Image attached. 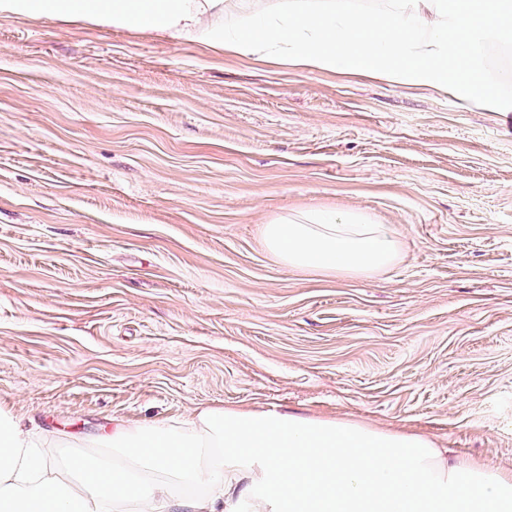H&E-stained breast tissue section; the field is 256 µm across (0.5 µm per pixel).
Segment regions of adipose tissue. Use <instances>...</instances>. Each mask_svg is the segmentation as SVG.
I'll use <instances>...</instances> for the list:
<instances>
[{
    "label": "adipose tissue",
    "mask_w": 512,
    "mask_h": 512,
    "mask_svg": "<svg viewBox=\"0 0 512 512\" xmlns=\"http://www.w3.org/2000/svg\"><path fill=\"white\" fill-rule=\"evenodd\" d=\"M0 14L67 16L172 39L190 38L302 70H340L433 86L464 103L500 107L480 49L507 0H391L386 21L336 0H0ZM267 251L313 274L373 275L400 245L390 227L309 213L265 225ZM102 445L122 464L84 453L65 465L40 455L0 406V503L10 512H512V477L451 457L419 434L273 411L196 408L176 425L126 422Z\"/></svg>",
    "instance_id": "1"
}]
</instances>
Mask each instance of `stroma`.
<instances>
[{
	"label": "stroma",
	"instance_id": "stroma-1",
	"mask_svg": "<svg viewBox=\"0 0 512 512\" xmlns=\"http://www.w3.org/2000/svg\"><path fill=\"white\" fill-rule=\"evenodd\" d=\"M512 27L496 110L188 40L0 14V404L45 455L198 406L421 433L512 473ZM389 225L358 277L264 225Z\"/></svg>",
	"mask_w": 512,
	"mask_h": 512
}]
</instances>
